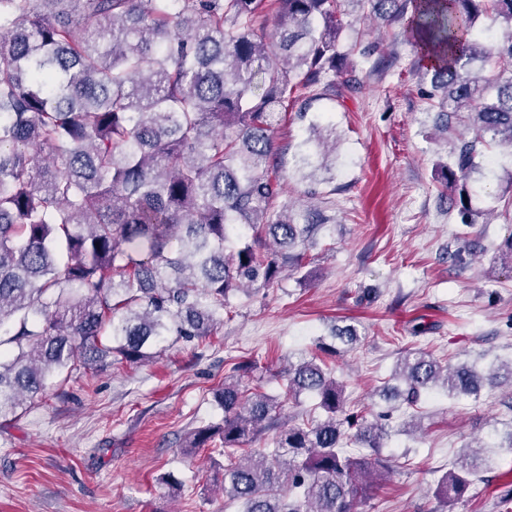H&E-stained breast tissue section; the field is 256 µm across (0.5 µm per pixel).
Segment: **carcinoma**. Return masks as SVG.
Instances as JSON below:
<instances>
[{
    "mask_svg": "<svg viewBox=\"0 0 512 512\" xmlns=\"http://www.w3.org/2000/svg\"><path fill=\"white\" fill-rule=\"evenodd\" d=\"M360 21L397 25L423 50L413 67L451 206L463 224L493 215L473 208L470 186L489 173L485 151L512 155V0H0V419L58 378L202 340L242 287L257 295L306 267L328 219L308 209L299 224L277 205L288 169L276 132L288 103L305 113L334 100L336 79L360 84L346 43ZM310 130L294 166L317 182L336 132ZM252 368L224 376L223 419L190 440H221L238 512H356L378 497L391 431L346 406L326 363L284 370L288 397L323 411L310 423L247 395ZM394 378L391 397L416 412L438 388L477 401L485 384L511 383L512 359L481 373L406 348ZM270 431L272 451L238 453ZM484 464L459 457L438 482L443 505Z\"/></svg>",
    "mask_w": 512,
    "mask_h": 512,
    "instance_id": "obj_1",
    "label": "carcinoma"
}]
</instances>
